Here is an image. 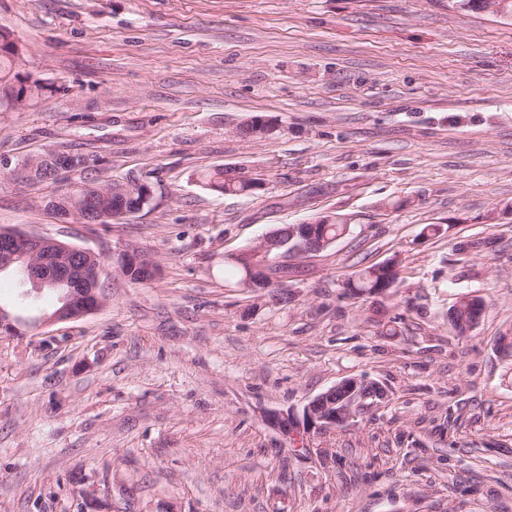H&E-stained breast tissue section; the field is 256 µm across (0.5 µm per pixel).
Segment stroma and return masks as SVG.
<instances>
[{"label":"stroma","mask_w":512,"mask_h":512,"mask_svg":"<svg viewBox=\"0 0 512 512\" xmlns=\"http://www.w3.org/2000/svg\"><path fill=\"white\" fill-rule=\"evenodd\" d=\"M1 28L45 89L0 112V155L79 154L68 180L137 179L152 201L65 223L56 184L0 168V227L109 264L100 310L0 335V512H512L511 18L448 0H0ZM256 115L278 129L239 135ZM215 167L262 187L198 183ZM333 214L348 232L288 260L287 303L224 266ZM128 250L153 280L122 273ZM390 260L391 294H345ZM464 296L486 310L461 336ZM351 376L385 397L350 425L299 442L274 425Z\"/></svg>","instance_id":"1"}]
</instances>
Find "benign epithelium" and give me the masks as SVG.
<instances>
[{
	"instance_id": "7a95c632",
	"label": "benign epithelium",
	"mask_w": 512,
	"mask_h": 512,
	"mask_svg": "<svg viewBox=\"0 0 512 512\" xmlns=\"http://www.w3.org/2000/svg\"><path fill=\"white\" fill-rule=\"evenodd\" d=\"M33 81V76L24 72L22 81L15 80L7 84L4 111L23 108L30 102L27 87ZM108 218L116 220L120 215H108L95 203L83 215H75V219L90 223ZM289 233L293 237H300V242L293 250L277 254V260L285 256L310 258L330 244V241L318 237L320 230L313 223L291 225ZM281 247V237L269 232L255 246L246 249V252L257 258ZM100 259L101 255L89 249L53 237L0 228L1 270L21 265L27 280L36 291L58 284L65 285L55 309L41 314L34 322L38 327L75 321L104 306L106 295L100 290L98 275ZM251 273L255 280H249L247 284L253 286L258 282L263 289L278 287V281L269 277L266 261L254 262ZM19 325L20 319L8 307L0 305V334L13 336L20 332ZM359 383L360 379L356 377L345 378L309 400L303 407L300 426L287 416L276 418V422L293 437L298 436L302 429L347 426L358 411L368 406L369 397L359 390Z\"/></svg>"
}]
</instances>
